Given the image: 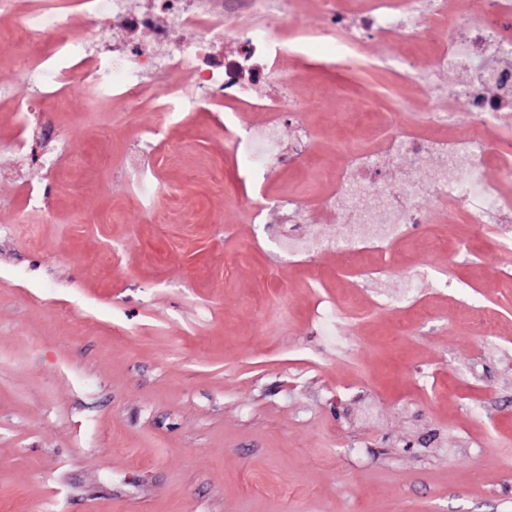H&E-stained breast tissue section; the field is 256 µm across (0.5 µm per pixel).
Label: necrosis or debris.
Masks as SVG:
<instances>
[{
	"instance_id": "obj_1",
	"label": "necrosis or debris",
	"mask_w": 512,
	"mask_h": 512,
	"mask_svg": "<svg viewBox=\"0 0 512 512\" xmlns=\"http://www.w3.org/2000/svg\"><path fill=\"white\" fill-rule=\"evenodd\" d=\"M135 0H0V17H8L29 53L19 63L16 82L33 89L39 103L55 108L68 90L81 87L93 100L117 99L137 106L149 96L160 100L162 114L191 110L198 100L216 105L253 102L252 83L263 80L287 88L292 75L282 70L285 55L308 52L311 40L335 46L337 57L353 55L364 36L389 37L402 30L406 43L393 60L414 86L422 103L412 123L390 124L391 155L411 182L465 224H494L502 249L512 250V27L482 25L488 8L512 18V0H461L459 11L448 0H320L323 23L314 33H297L284 45L273 32L238 28L229 0H158L152 11L137 10ZM120 21L132 32L122 41H101L96 29ZM462 28L466 34L434 47L435 67L409 53L435 28ZM184 40H174L175 31ZM231 38L240 51L215 55V44ZM452 72L456 81L443 82ZM277 103L264 104L265 124L237 131L224 128L235 153L252 179L264 177L280 158ZM469 117L467 137L430 135V128L454 126L459 111ZM377 148H348L334 176L328 202L342 231L332 243L304 234L284 247L298 258L331 245L356 255L379 253L416 224L429 221L427 211L374 191L371 186Z\"/></svg>"
}]
</instances>
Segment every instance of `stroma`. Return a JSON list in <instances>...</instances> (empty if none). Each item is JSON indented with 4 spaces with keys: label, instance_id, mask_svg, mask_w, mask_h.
Returning a JSON list of instances; mask_svg holds the SVG:
<instances>
[{
    "label": "stroma",
    "instance_id": "35a3bbf8",
    "mask_svg": "<svg viewBox=\"0 0 512 512\" xmlns=\"http://www.w3.org/2000/svg\"><path fill=\"white\" fill-rule=\"evenodd\" d=\"M397 45L287 59L295 161L258 182L220 112L179 113L148 145L149 102L87 112L73 93L21 132L0 100V512H512V251L492 225L421 198L432 221L390 244L381 291L357 275L371 256L296 265L281 214L252 220L251 200L297 199L336 236L341 143L388 136L365 101L416 104L381 66ZM137 170L178 190L162 221L133 202Z\"/></svg>",
    "mask_w": 512,
    "mask_h": 512
}]
</instances>
